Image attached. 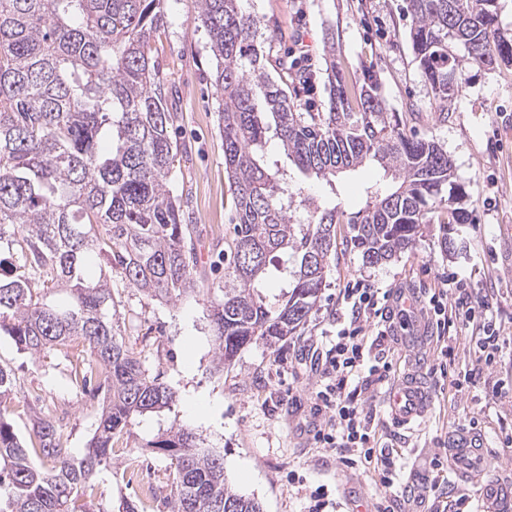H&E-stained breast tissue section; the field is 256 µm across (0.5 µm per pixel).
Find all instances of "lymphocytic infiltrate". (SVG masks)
Returning <instances> with one entry per match:
<instances>
[{"mask_svg": "<svg viewBox=\"0 0 512 512\" xmlns=\"http://www.w3.org/2000/svg\"><path fill=\"white\" fill-rule=\"evenodd\" d=\"M438 330L458 328L481 343L485 365H493L504 341L496 326V313L466 278L451 276L447 287L430 296ZM394 306L390 291L371 280L357 278L340 289L336 309V334L327 346H312L311 360L319 376L315 400L328 411L313 438L320 447L340 453L350 467L377 473L383 489L396 486L397 463L378 453L377 432L358 404L359 395L386 382L390 364L367 344L370 329L392 323Z\"/></svg>", "mask_w": 512, "mask_h": 512, "instance_id": "f902f5d3", "label": "lymphocytic infiltrate"}]
</instances>
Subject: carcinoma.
<instances>
[{
	"label": "carcinoma",
	"instance_id": "cac0c4a2",
	"mask_svg": "<svg viewBox=\"0 0 512 512\" xmlns=\"http://www.w3.org/2000/svg\"><path fill=\"white\" fill-rule=\"evenodd\" d=\"M239 2L198 0L235 204L223 296L208 309L220 367L254 342L272 348L304 326L324 288L336 225L352 226L351 243L376 266L416 244L430 223L428 201L445 186L443 251L453 248V225L472 220L448 153L388 118L373 67L351 76L329 63L325 110L302 112L269 77L260 22ZM407 12L415 60L445 120L462 61L512 63L499 0H407ZM165 24V0H0V333L32 356L82 347V391L105 389L81 457L55 422L34 420L26 441L0 411V512H94L86 489L112 467L115 444L178 401L109 315L114 273L151 300L195 291L196 251L173 190L176 113L149 44ZM272 140L301 173L331 187L367 161L390 187L367 188L356 213L322 205L270 161ZM300 208L306 224L292 220ZM288 251L295 268H283L286 289L271 301L261 282L274 254ZM17 393L1 365L0 404ZM134 448L169 460L166 512H263L232 488L224 457L175 420Z\"/></svg>",
	"mask_w": 512,
	"mask_h": 512
}]
</instances>
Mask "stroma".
Returning a JSON list of instances; mask_svg holds the SVG:
<instances>
[{"label":"stroma","instance_id":"35a3bbf8","mask_svg":"<svg viewBox=\"0 0 512 512\" xmlns=\"http://www.w3.org/2000/svg\"><path fill=\"white\" fill-rule=\"evenodd\" d=\"M405 5L406 0L240 3L259 19L262 30L275 31L274 55L289 56L308 74V83L291 96L300 107L323 109L326 57H335L350 74L373 66L388 112L406 119L408 129L448 152L456 179L470 197L472 221L457 226L454 252L442 251L438 218L448 203L435 201L432 222L417 244L378 266L366 265L353 249L350 225H337L336 250L329 259L321 299L305 325L276 347L249 346L223 369L214 362L206 303L220 297L224 285V252L233 239L234 205L217 126L216 61L207 49L197 0H168L167 25L150 40L153 57L174 91L173 109L182 117L176 130L183 146L176 162L177 192L195 226L198 290L166 303L146 299L137 289L113 280L121 296L115 319L121 336L142 352L150 372L177 389L173 417L223 455L232 487L258 499L263 512H310L311 494L320 487L328 490L329 512H352L356 505L376 512L381 503L390 512H405L402 498L383 492L377 478L347 467L334 451L318 447L310 433L318 376L310 368L308 348L323 341L336 309V294L347 281L363 276L380 288H408L420 297L441 288L455 273L484 289L498 312L503 336L512 335V65L467 66L459 93L448 105L451 115L440 122L439 104L413 59ZM412 104L420 108L413 120L407 113ZM268 153L308 194L348 213L363 206L366 187L383 175L369 163L345 173L330 187L300 174L277 142L269 143ZM413 318L416 326L410 343L399 342L392 333L384 339L393 364L391 379H398L412 356L435 362L449 343L455 348L456 371H473L472 381L435 390L433 409L416 432L393 427L384 386H373L359 401L384 445L398 451L400 483L423 490L424 506L438 498L465 495L471 512H481L482 479L466 482L448 471L443 481H434L432 461L443 457L449 434L473 417L487 440L490 473L512 478V397L499 392L502 383L512 384V353L503 352L498 365H485L471 336L454 334L447 340L430 336L422 313L414 312ZM72 358V353L54 351L37 362L0 334V364L10 367L21 384L6 412L16 432L26 434L37 415L62 418L68 445L80 456L98 425L101 405L74 387ZM145 480L154 489L148 512H162L170 492L168 460L148 451L119 449L111 470L93 479L87 498L108 508L123 496L142 497Z\"/></svg>","mask_w":512,"mask_h":512}]
</instances>
